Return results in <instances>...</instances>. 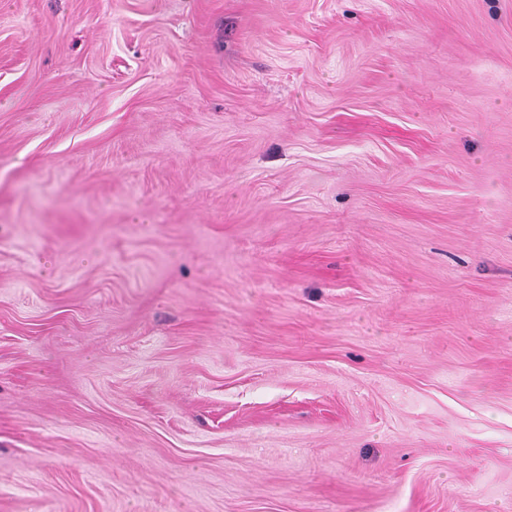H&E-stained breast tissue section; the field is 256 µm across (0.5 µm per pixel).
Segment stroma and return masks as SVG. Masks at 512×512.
I'll list each match as a JSON object with an SVG mask.
<instances>
[{
    "label": "stroma",
    "instance_id": "stroma-1",
    "mask_svg": "<svg viewBox=\"0 0 512 512\" xmlns=\"http://www.w3.org/2000/svg\"><path fill=\"white\" fill-rule=\"evenodd\" d=\"M0 512H512V0H0Z\"/></svg>",
    "mask_w": 512,
    "mask_h": 512
}]
</instances>
